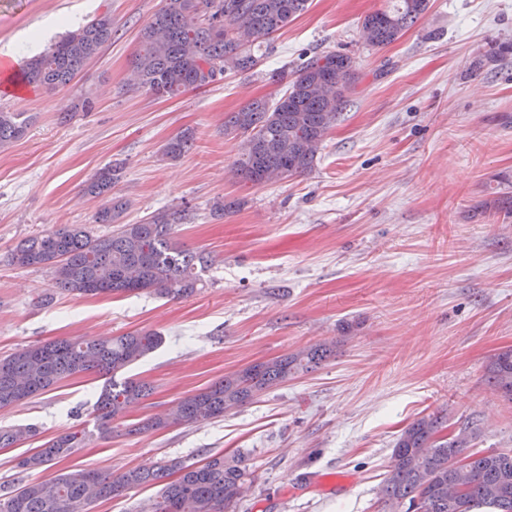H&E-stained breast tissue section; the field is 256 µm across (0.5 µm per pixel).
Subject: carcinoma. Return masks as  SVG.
I'll return each mask as SVG.
<instances>
[{"instance_id": "cac0c4a2", "label": "carcinoma", "mask_w": 512, "mask_h": 512, "mask_svg": "<svg viewBox=\"0 0 512 512\" xmlns=\"http://www.w3.org/2000/svg\"><path fill=\"white\" fill-rule=\"evenodd\" d=\"M390 5L362 22L365 42L386 47L420 19L429 0H389ZM308 0H165L141 33L134 70L139 84L160 97H175L189 88L214 82L227 72L254 69L259 40L283 29L307 8ZM112 38L108 14L67 32L51 47L25 61L22 80L47 91L68 86L84 65ZM289 80L274 104L262 99L245 103L224 121V132L243 136L235 161L237 174L253 184L302 174L313 161L347 102L355 82L352 60L340 52L310 57L295 70L271 76ZM27 120L21 112L0 110V148L22 137ZM193 142L190 132L169 140L162 155L177 160ZM117 168H101L84 191L105 202L100 224H114L126 202L112 196ZM482 207L512 216V193L501 192ZM180 211L160 212L145 224H123L106 237H94L78 224L30 237L10 254L20 268H47L54 287L82 296L150 293L184 298L195 293L198 268L205 258L180 247L172 236ZM162 343L156 332H133L108 340L63 338L27 345L0 358V409L40 395L65 378L95 372L107 378L95 404L101 439L112 438L130 408L152 394L145 382L123 377L127 368L148 357ZM332 353L318 345L245 367L187 396L170 412L139 422L134 431L152 433L171 425H200L224 416L259 393L310 372ZM486 379L512 400V349L495 354ZM447 417L424 415L403 429L392 448L388 473L380 488L385 512H512V452L471 450L475 429L443 434ZM34 435L29 426L0 429V447L9 448ZM84 436L60 434L18 467L31 473L69 457ZM462 455L464 469L448 464ZM248 472L239 457L213 454L200 462L164 460L113 474L72 468L50 481L21 480L0 487V512H86L90 499L105 501L141 487L158 488L149 512H230L244 492Z\"/></svg>"}]
</instances>
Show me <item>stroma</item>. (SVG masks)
<instances>
[{"label": "stroma", "instance_id": "obj_1", "mask_svg": "<svg viewBox=\"0 0 512 512\" xmlns=\"http://www.w3.org/2000/svg\"><path fill=\"white\" fill-rule=\"evenodd\" d=\"M386 0H309L262 46L251 71L226 73L179 96L133 79L140 33L165 0H0V51L55 24L42 46L104 13L112 39L66 88L0 92L24 112V135L0 149V357L37 342L160 333V347L129 376L153 393L127 422L169 412L224 375L316 344L336 354L265 390L224 417L150 434L86 442L63 469L119 473L161 460L238 455L253 471L233 512H382L380 484L401 430L440 412L449 432L478 427L475 450L512 451V401L486 381L491 357L512 348V218L477 211L512 178V0H430L393 44L374 48L362 22ZM330 51L348 54L357 81L310 170L255 185L234 162L242 140L224 118L286 86L272 71ZM91 99V111L73 105ZM189 131L178 160L164 145ZM123 224L185 211L174 238L203 254L190 297L54 292L46 268H20L21 240L63 224L95 236L98 200L83 193L106 165ZM231 202L224 215L214 199ZM53 292L51 304L40 295ZM104 377L66 378L0 409V428L36 436L0 448V485L16 463L65 432L93 434ZM339 473V490L318 476Z\"/></svg>", "mask_w": 512, "mask_h": 512}]
</instances>
